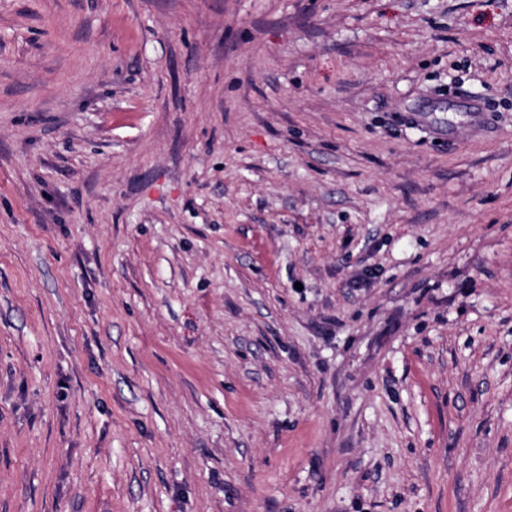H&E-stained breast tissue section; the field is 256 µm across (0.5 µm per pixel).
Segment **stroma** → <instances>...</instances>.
<instances>
[{
    "mask_svg": "<svg viewBox=\"0 0 512 512\" xmlns=\"http://www.w3.org/2000/svg\"><path fill=\"white\" fill-rule=\"evenodd\" d=\"M0 512H512V0H0Z\"/></svg>",
    "mask_w": 512,
    "mask_h": 512,
    "instance_id": "1",
    "label": "stroma"
}]
</instances>
